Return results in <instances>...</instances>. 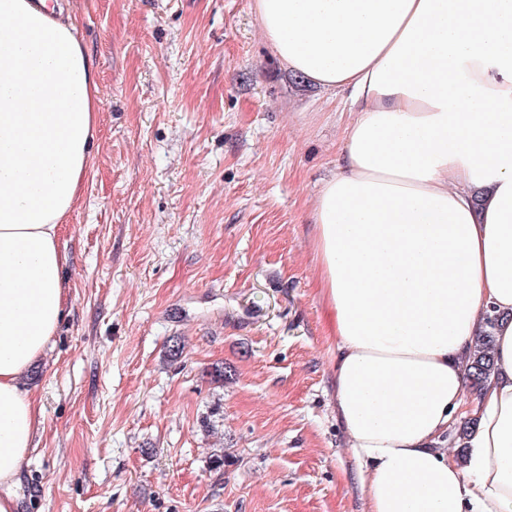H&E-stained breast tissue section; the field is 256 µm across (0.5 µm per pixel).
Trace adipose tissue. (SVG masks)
Returning <instances> with one entry per match:
<instances>
[{"instance_id":"ef3b65f1","label":"adipose tissue","mask_w":512,"mask_h":512,"mask_svg":"<svg viewBox=\"0 0 512 512\" xmlns=\"http://www.w3.org/2000/svg\"><path fill=\"white\" fill-rule=\"evenodd\" d=\"M281 63L348 91L312 210L336 421L366 512H512V0H254ZM68 0H0V512L41 425L22 378L67 314L98 80ZM494 368L467 365L489 315ZM476 424L464 453L448 429Z\"/></svg>"}]
</instances>
